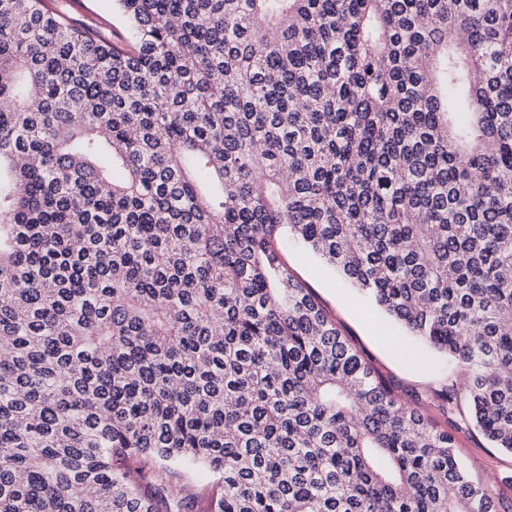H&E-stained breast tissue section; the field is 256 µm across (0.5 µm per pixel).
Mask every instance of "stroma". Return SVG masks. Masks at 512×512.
I'll return each instance as SVG.
<instances>
[{
	"label": "stroma",
	"instance_id": "35a3bbf8",
	"mask_svg": "<svg viewBox=\"0 0 512 512\" xmlns=\"http://www.w3.org/2000/svg\"><path fill=\"white\" fill-rule=\"evenodd\" d=\"M45 5L74 23L97 26L107 37L127 28L113 0H45ZM281 253L290 272L312 289L349 344L395 396L453 436L468 478L486 489L498 512H512V452L493 447L470 422L462 370L446 356L418 350L396 323H383L368 300L303 245L284 240ZM450 391L455 400L449 407L442 397Z\"/></svg>",
	"mask_w": 512,
	"mask_h": 512
}]
</instances>
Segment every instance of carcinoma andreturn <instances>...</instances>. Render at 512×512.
Listing matches in <instances>:
<instances>
[{
  "label": "carcinoma",
  "mask_w": 512,
  "mask_h": 512,
  "mask_svg": "<svg viewBox=\"0 0 512 512\" xmlns=\"http://www.w3.org/2000/svg\"><path fill=\"white\" fill-rule=\"evenodd\" d=\"M115 2L0 0V512H496L279 239L512 452V0ZM45 5L52 11L65 13L73 23L97 26L108 40H112V33L127 28L126 18L113 0H45Z\"/></svg>",
  "instance_id": "carcinoma-1"
}]
</instances>
